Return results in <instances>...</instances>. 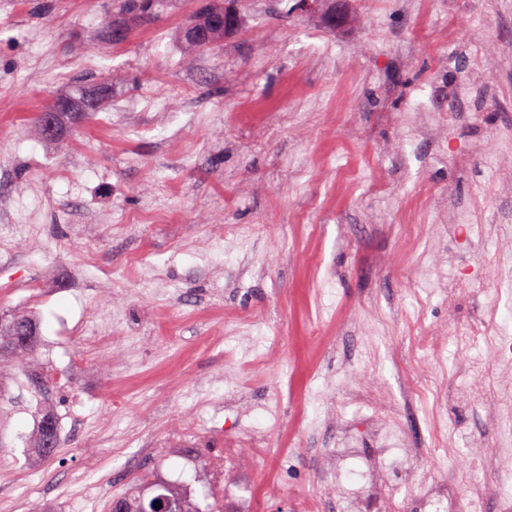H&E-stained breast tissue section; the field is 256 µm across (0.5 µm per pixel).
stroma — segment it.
<instances>
[{
    "label": "stroma",
    "mask_w": 512,
    "mask_h": 512,
    "mask_svg": "<svg viewBox=\"0 0 512 512\" xmlns=\"http://www.w3.org/2000/svg\"><path fill=\"white\" fill-rule=\"evenodd\" d=\"M111 3L0 0V314L39 330L33 362L0 373V512L200 494L213 453L254 435L224 512H412L427 484L502 512L487 484L512 447L465 395L512 391V364L421 343L452 303L512 337V0H336L332 25L241 0L202 55L181 41L189 0L121 43ZM455 12L482 27L434 67ZM476 79L478 124L457 98ZM79 84L102 88L96 116L45 142L37 113ZM20 277L25 301L4 288ZM105 310L111 335H71ZM45 409L49 460L31 445ZM326 448L347 455L329 481Z\"/></svg>",
    "instance_id": "obj_1"
}]
</instances>
